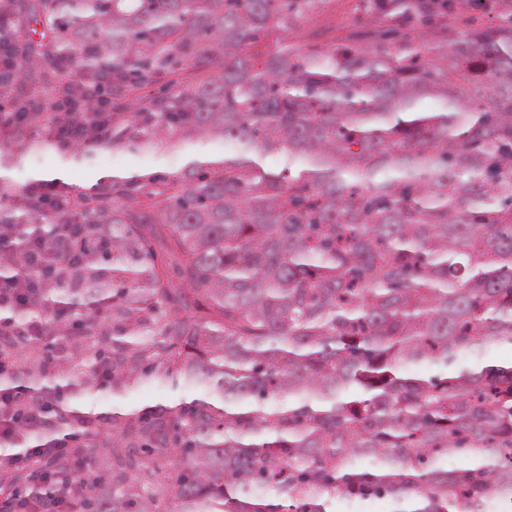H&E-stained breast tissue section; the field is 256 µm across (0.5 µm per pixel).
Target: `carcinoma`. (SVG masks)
<instances>
[{
    "mask_svg": "<svg viewBox=\"0 0 512 512\" xmlns=\"http://www.w3.org/2000/svg\"><path fill=\"white\" fill-rule=\"evenodd\" d=\"M479 2L373 0L368 23L417 18L419 42L389 50L391 27L307 51L291 35L316 0H0V100L17 118L1 167L34 150L220 143L215 159L91 195L59 183L13 206L0 180V280L39 281L34 240L56 268L26 311L0 314L18 336L0 389L21 392L17 425L42 449L25 494H75L53 452L66 436L95 465L83 512L512 502V366L461 364L512 344V4L486 28L432 37L451 6ZM26 81L51 93L23 96ZM154 85L131 114L98 108ZM428 97L440 109L417 111ZM272 154L287 158L277 172L260 164ZM427 364L452 371L413 372ZM147 378L196 392L77 405ZM460 453L467 464L440 466ZM13 456L0 451L8 490ZM175 456L186 466L160 475Z\"/></svg>",
    "mask_w": 512,
    "mask_h": 512,
    "instance_id": "1",
    "label": "carcinoma"
}]
</instances>
